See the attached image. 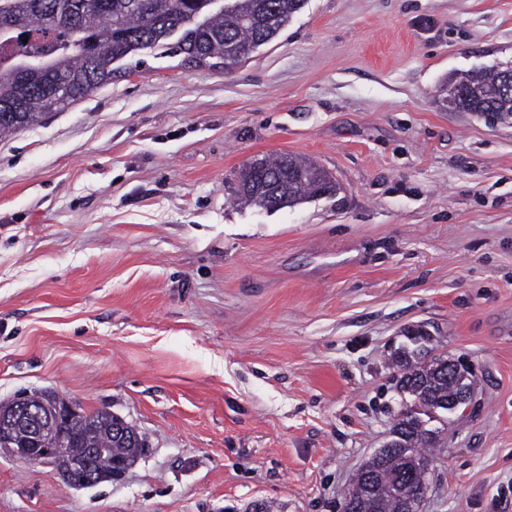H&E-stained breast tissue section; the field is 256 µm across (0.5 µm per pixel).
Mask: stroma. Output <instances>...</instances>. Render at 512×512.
<instances>
[{
    "instance_id": "1",
    "label": "stroma",
    "mask_w": 512,
    "mask_h": 512,
    "mask_svg": "<svg viewBox=\"0 0 512 512\" xmlns=\"http://www.w3.org/2000/svg\"><path fill=\"white\" fill-rule=\"evenodd\" d=\"M141 59L0 141V402L106 406L148 450L88 489L2 456L0 512H339L420 325L476 395L421 512H512V120L446 102L512 65V0H305L231 72ZM273 153L337 195L234 202Z\"/></svg>"
}]
</instances>
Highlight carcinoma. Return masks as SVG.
Returning a JSON list of instances; mask_svg holds the SVG:
<instances>
[{
	"instance_id": "carcinoma-1",
	"label": "carcinoma",
	"mask_w": 512,
	"mask_h": 512,
	"mask_svg": "<svg viewBox=\"0 0 512 512\" xmlns=\"http://www.w3.org/2000/svg\"><path fill=\"white\" fill-rule=\"evenodd\" d=\"M304 0H0V16L25 24L33 42H10L0 34V140L32 128L53 112L112 83L117 64L143 50L162 49L188 62L211 63L224 72L275 40ZM60 15L63 28L50 30L47 17ZM69 88L65 97L54 83ZM448 92L464 95L462 109L512 118V66L473 70L448 79ZM338 191L332 175L316 162L292 154L263 157V168L245 165L236 177V200L263 208H283L312 198L319 190ZM408 343L393 357L401 387L414 405L430 410L451 401L458 380L448 373V357L436 353L427 331H408ZM413 409L395 414L393 439L383 455H373L353 479L340 512H402L404 500L428 483V449L437 432L421 429ZM96 448L106 454L95 466L96 486L112 480V462L133 466L144 453L134 426L122 424L107 408L84 412L78 420ZM125 431L119 435V431Z\"/></svg>"
}]
</instances>
